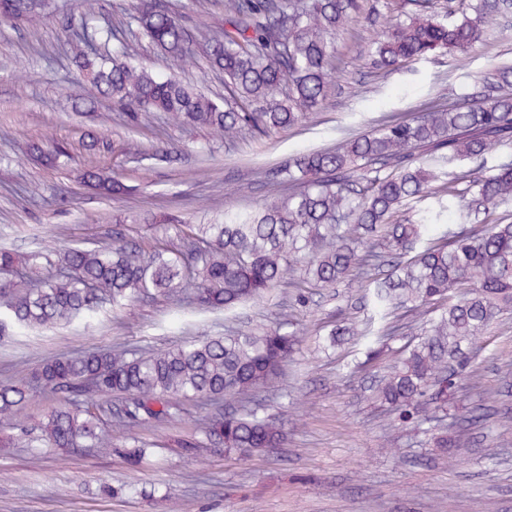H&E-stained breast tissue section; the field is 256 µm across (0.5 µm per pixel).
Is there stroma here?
Wrapping results in <instances>:
<instances>
[{
	"mask_svg": "<svg viewBox=\"0 0 512 512\" xmlns=\"http://www.w3.org/2000/svg\"><path fill=\"white\" fill-rule=\"evenodd\" d=\"M47 12L36 28L0 26V245L23 257L100 239L119 220L148 251L165 239L163 219L199 224L208 213L259 207L284 187L257 178V167L335 147L379 124L478 100L480 75L512 61V16H493L466 68H455L445 55L383 75L356 56L373 36L360 17L336 38L335 86L321 109L302 126L269 137L244 131L228 141L163 112L131 123L104 97L75 111L85 84L66 51L68 26L79 20L76 0H49ZM130 48L153 74L223 96L224 79L202 54L176 65L147 40L131 41ZM89 131L101 136L99 149L54 165L30 150L37 143L74 145ZM129 142L158 151V158L125 152ZM92 166L122 174L132 193L106 197L85 186L81 174ZM415 209L428 222L427 241L461 229L456 207L441 208L437 196ZM297 293L287 281L228 313L196 312L174 297L117 310L107 303L67 327L1 338L0 381L24 378L50 356L116 347L157 351L228 325L278 327L298 333L301 343L284 376L261 394L288 429V442L276 453L182 457L179 441L205 413L187 401L174 418L132 428L123 438L104 423V438L119 449L146 446L144 463L134 469L119 451L36 449L22 441L0 447V512H512V421L498 418L512 412V312L491 326L459 383L460 404L484 407L489 417L468 432L463 462L452 468L435 458L422 431L393 422L366 397L383 365L414 338L421 317H375L354 276L331 289H308L304 304ZM352 314L373 318L375 333L386 335L381 363L365 364L363 347L348 336L336 347L325 345L330 329ZM102 485L114 495L97 496Z\"/></svg>",
	"mask_w": 512,
	"mask_h": 512,
	"instance_id": "35a3bbf8",
	"label": "stroma"
}]
</instances>
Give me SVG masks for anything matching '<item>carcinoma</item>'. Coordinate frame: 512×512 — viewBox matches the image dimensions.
<instances>
[{"label": "carcinoma", "mask_w": 512, "mask_h": 512, "mask_svg": "<svg viewBox=\"0 0 512 512\" xmlns=\"http://www.w3.org/2000/svg\"><path fill=\"white\" fill-rule=\"evenodd\" d=\"M404 20L384 18L380 30L359 53L370 68L390 72L406 63L444 52L463 66L491 13L512 9V0H447L444 15L431 0H414ZM48 0H0V21L36 23ZM80 23L67 41L68 52L85 73L81 103L107 96L133 120L166 112L184 125L207 126L227 138L247 129L269 137L305 122L327 100L338 55L336 34L362 9L361 0H224V31L205 40L208 68L224 76V102L133 63L125 39L144 35L178 63L194 54L197 34L167 0H140L124 21L96 24L97 0H79ZM113 44L99 55L90 44ZM485 94L453 109L425 112L388 123L313 150L284 164L276 176L293 191L250 212L224 211L209 224L173 222L175 241L148 253L129 242L118 221L111 234L90 245H67L53 269L41 276L39 262L13 274L14 252L0 247V338L11 327L38 329L70 325L96 312L104 301L122 308L144 298L178 292L192 284L186 305L227 311L263 298L285 276L319 288H333L352 274L368 279L373 306L389 315L399 310L434 316L421 339L400 357L372 389V399L402 422L416 420L425 405L448 415V397L468 354L505 310L512 308V221L485 222L440 243L418 247L422 225L397 216L409 202L431 193L438 174L412 165L413 151L446 147L452 157L473 164L450 188L462 220L489 216L512 201V163L485 171L491 146L512 141V65L498 64L484 76ZM84 182L107 193L129 186L95 169ZM388 253V271L374 264ZM369 344L366 361L385 353L380 337L352 317L331 330ZM295 334L256 328L226 329L159 351L91 349L75 356L43 360L20 381L0 382V425L12 423L36 390L63 404L42 421L24 427L28 441L51 448H97L122 454L137 466L141 447L112 449L99 425L113 419L119 431L173 417L184 400L213 406L196 432L179 441L191 458L221 447L224 454L266 455L288 439L285 425L253 403V395L282 376ZM449 424L423 429L438 455L456 466L459 440Z\"/></svg>", "instance_id": "1"}]
</instances>
